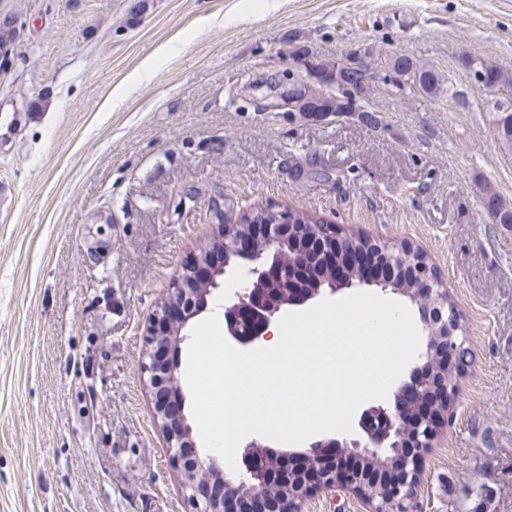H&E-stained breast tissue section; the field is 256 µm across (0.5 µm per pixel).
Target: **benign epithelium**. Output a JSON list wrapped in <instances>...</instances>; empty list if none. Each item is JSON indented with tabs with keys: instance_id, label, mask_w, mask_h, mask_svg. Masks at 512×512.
Listing matches in <instances>:
<instances>
[{
	"instance_id": "7a95c632",
	"label": "benign epithelium",
	"mask_w": 512,
	"mask_h": 512,
	"mask_svg": "<svg viewBox=\"0 0 512 512\" xmlns=\"http://www.w3.org/2000/svg\"><path fill=\"white\" fill-rule=\"evenodd\" d=\"M295 63L306 73V89L299 95L286 96L280 107L300 113L301 103H312L310 119L314 121L325 122L333 116L331 102L336 93L349 89L362 96L366 91L372 92L380 80V66L362 49L344 55L333 79L323 76L316 58L310 54L296 57ZM226 235L224 225H219L209 244L185 266L171 291L159 300L145 327L142 371L147 375L154 418L189 512H304L306 501L315 494L329 498L353 495L363 502L365 512H412L423 454L434 446L453 413L448 400V361L455 362L461 374L468 367V359L463 357L468 352L467 338L461 329L459 311L448 304V290L443 288L425 252L410 243L375 242L368 249H352L344 261L352 276H338L329 283L332 293L355 282L393 293L397 292L395 284L405 278L418 284L407 297L419 306L427 302L428 312L422 313L425 341L393 402L370 405L360 413L358 425L366 435L365 441L331 437L296 452L302 467L296 471L295 491L285 500L267 493L263 477L254 469L255 454L264 444L252 441L244 446L245 472L255 480L251 493L245 496L236 490L239 479L224 472L223 463L215 457L201 456L187 423L177 367L160 357L159 350L179 347L183 329L207 311L209 297L220 287L219 278L230 271L239 272L246 286L224 305L225 339L242 348L260 345L269 338L271 325L286 308L305 305L323 292L319 285L272 300L263 288L267 271L278 265L287 252L305 263L321 261L329 251L306 253L303 245L307 241L297 233L295 224H254L251 235L238 240L233 247L228 246ZM367 251L381 264L399 272V276L378 278L364 273L354 265L352 257ZM242 308L249 309L254 316L255 325L248 334L241 332L238 323ZM409 395L422 402L427 412L418 414L407 431L402 401ZM386 449L393 453L388 465L380 470L373 472L347 464L349 460L379 458Z\"/></svg>"
}]
</instances>
